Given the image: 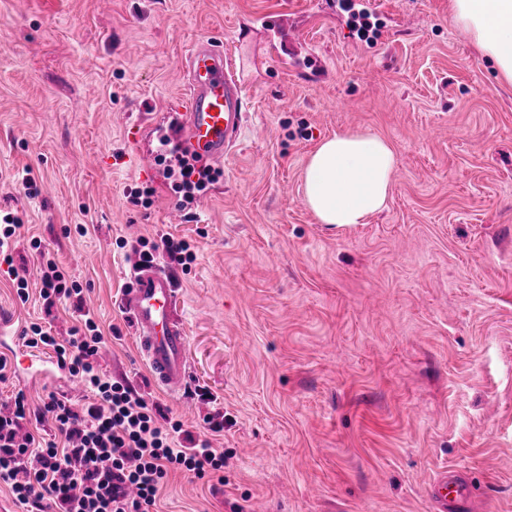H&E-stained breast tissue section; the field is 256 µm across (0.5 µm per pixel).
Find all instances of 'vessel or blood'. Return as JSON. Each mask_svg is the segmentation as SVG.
I'll return each mask as SVG.
<instances>
[{"instance_id":"b4317fda","label":"vessel or blood","mask_w":512,"mask_h":512,"mask_svg":"<svg viewBox=\"0 0 512 512\" xmlns=\"http://www.w3.org/2000/svg\"><path fill=\"white\" fill-rule=\"evenodd\" d=\"M260 24L290 60H298L303 43L293 21L278 14ZM186 82L179 118L167 127L165 139H181L200 163L216 165L235 147L244 126L243 82L224 45L204 38L177 61ZM177 290L171 275L158 261L132 271L120 297L136 346L145 359L150 379L170 395H178L187 380L189 343L176 311ZM434 512H473L474 489L464 471L449 468L434 475L426 486Z\"/></svg>"}]
</instances>
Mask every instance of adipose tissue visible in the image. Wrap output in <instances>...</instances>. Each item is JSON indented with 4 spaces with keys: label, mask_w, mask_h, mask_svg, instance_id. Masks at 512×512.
<instances>
[{
    "label": "adipose tissue",
    "mask_w": 512,
    "mask_h": 512,
    "mask_svg": "<svg viewBox=\"0 0 512 512\" xmlns=\"http://www.w3.org/2000/svg\"><path fill=\"white\" fill-rule=\"evenodd\" d=\"M455 26L495 65L499 83L512 85V0H452ZM396 153L392 144L358 129L324 139L304 169L303 203L318 223H367L388 205Z\"/></svg>",
    "instance_id": "adipose-tissue-1"
}]
</instances>
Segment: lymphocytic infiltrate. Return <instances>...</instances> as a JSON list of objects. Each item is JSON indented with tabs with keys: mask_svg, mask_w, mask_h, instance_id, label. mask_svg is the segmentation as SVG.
<instances>
[{
	"mask_svg": "<svg viewBox=\"0 0 512 512\" xmlns=\"http://www.w3.org/2000/svg\"><path fill=\"white\" fill-rule=\"evenodd\" d=\"M165 174L175 177L188 204L212 179L209 166H196L175 153L168 157ZM30 246L40 253V296L46 307L81 295V285L66 277L40 241L31 240ZM23 343L52 349L59 369L79 378L90 394L77 410L64 395L47 394L42 417L55 425L61 436L57 442L29 429L24 393L0 406V485L23 512H158L160 492L171 474L188 472L201 479L223 472V449L194 437L181 421L99 369L96 356L104 338L93 316H85L80 335L58 336L49 327L31 324Z\"/></svg>",
	"mask_w": 512,
	"mask_h": 512,
	"instance_id": "f902f5d3",
	"label": "lymphocytic infiltrate"
}]
</instances>
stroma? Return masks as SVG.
<instances>
[{
    "mask_svg": "<svg viewBox=\"0 0 512 512\" xmlns=\"http://www.w3.org/2000/svg\"><path fill=\"white\" fill-rule=\"evenodd\" d=\"M327 2L0 0V208L24 222L0 265V312L20 331L78 327L71 302L44 310L28 246L40 238L82 285L112 380L188 428L223 414V481L173 474L161 512H431L425 485L445 467L470 474L477 512H512V86L456 28L451 0H376L370 42ZM282 11L325 80L269 45L258 19ZM207 37L243 59L248 119L185 206L136 154L186 93L176 59ZM355 129L397 153L388 207L354 227L317 223L307 159ZM146 190L150 205L134 202ZM166 234L197 255L170 267L189 340L178 397L150 382L119 307L122 241ZM42 358L0 396L24 390L36 413L67 391L53 352Z\"/></svg>",
    "mask_w": 512,
    "mask_h": 512,
    "instance_id": "obj_1",
    "label": "stroma"
}]
</instances>
